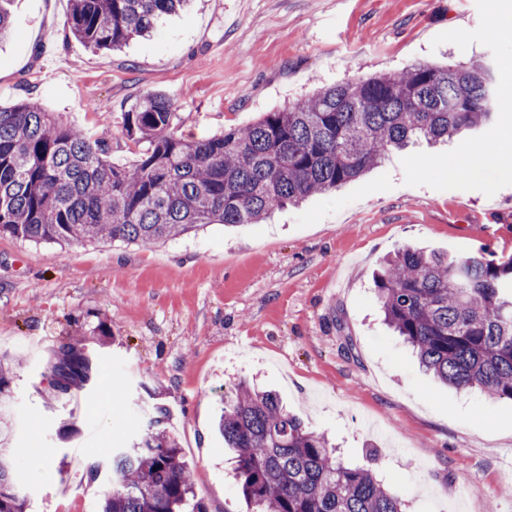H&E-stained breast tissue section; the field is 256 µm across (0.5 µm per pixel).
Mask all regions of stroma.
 Here are the masks:
<instances>
[{
    "instance_id": "35a3bbf8",
    "label": "stroma",
    "mask_w": 512,
    "mask_h": 512,
    "mask_svg": "<svg viewBox=\"0 0 512 512\" xmlns=\"http://www.w3.org/2000/svg\"><path fill=\"white\" fill-rule=\"evenodd\" d=\"M69 0H12L0 42V105L40 102L110 158L139 155L123 131L162 93L174 126L205 138L336 82L428 62L487 58L512 74L499 22L512 0H193L113 52L64 28ZM512 84L493 123L393 153L339 190L258 224H214L156 245L60 247L0 237V355L18 361L16 480L29 512H98L112 451L154 407L192 467L208 512H247L213 429L238 379L276 390L350 466L393 481L408 512H512V401L459 392L424 372L382 323L373 277L397 248L512 253ZM107 330L96 381L70 401L44 377L53 349ZM378 459H371V451Z\"/></svg>"
}]
</instances>
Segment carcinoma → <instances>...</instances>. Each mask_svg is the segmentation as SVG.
Returning a JSON list of instances; mask_svg holds the SVG:
<instances>
[{
  "label": "carcinoma",
  "mask_w": 512,
  "mask_h": 512,
  "mask_svg": "<svg viewBox=\"0 0 512 512\" xmlns=\"http://www.w3.org/2000/svg\"><path fill=\"white\" fill-rule=\"evenodd\" d=\"M187 0H71L65 26L98 50L155 29ZM489 66L413 65L322 88L244 127L199 140L174 131V103L149 93L125 112L143 146L128 168L107 146L35 100L0 107V236L60 246L151 245L207 224H255L285 204L336 190L415 141L446 142L489 124ZM386 324L420 364L458 389L512 400V255L466 257L405 246L374 278ZM16 362L0 359V512H27L11 455ZM50 388L69 400L92 385L98 359L80 339L56 347ZM148 433L112 463L101 512H208L175 438ZM235 477L257 512H405L373 470L347 467L329 439L305 429L278 395L248 382L225 396L217 421Z\"/></svg>",
  "instance_id": "carcinoma-1"
}]
</instances>
